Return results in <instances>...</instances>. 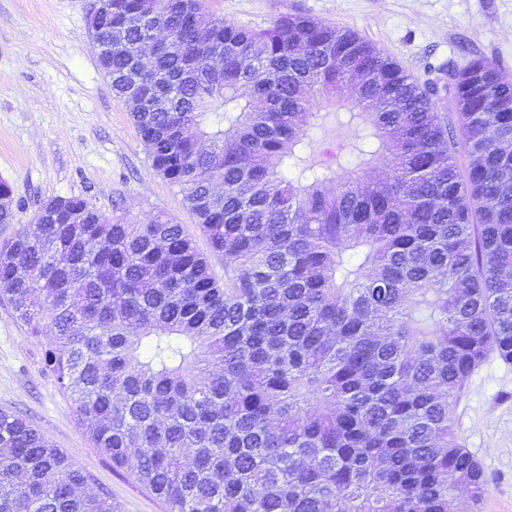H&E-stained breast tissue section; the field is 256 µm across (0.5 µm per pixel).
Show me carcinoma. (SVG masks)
<instances>
[{
    "mask_svg": "<svg viewBox=\"0 0 512 512\" xmlns=\"http://www.w3.org/2000/svg\"><path fill=\"white\" fill-rule=\"evenodd\" d=\"M160 2L112 0L98 65L153 94L130 119L209 253L162 213L0 244V295L51 337L80 424L166 512H458V482L480 502L455 409L489 356L512 364V76L476 58L421 83L352 29L203 37L201 0ZM152 31L179 48L143 61ZM348 88L354 136L317 162L318 102ZM87 482L0 412V512H118Z\"/></svg>",
    "mask_w": 512,
    "mask_h": 512,
    "instance_id": "obj_1",
    "label": "carcinoma"
}]
</instances>
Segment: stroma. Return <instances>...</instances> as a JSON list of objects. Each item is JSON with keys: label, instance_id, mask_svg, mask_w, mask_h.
Here are the masks:
<instances>
[{"label": "stroma", "instance_id": "stroma-1", "mask_svg": "<svg viewBox=\"0 0 512 512\" xmlns=\"http://www.w3.org/2000/svg\"><path fill=\"white\" fill-rule=\"evenodd\" d=\"M91 3L0 0V180L12 188L16 217L0 224V241L29 227L43 201L79 196L131 221L169 215L206 248L182 193L153 170L126 104L98 67ZM204 9L259 29L286 13L350 28L421 80L474 58L512 74V0H204ZM48 345L26 333L0 296V411L46 434L89 475L87 492L108 494L120 512H164L82 430L45 368ZM456 417L489 477L477 512H512V365L491 357L476 369Z\"/></svg>", "mask_w": 512, "mask_h": 512}]
</instances>
